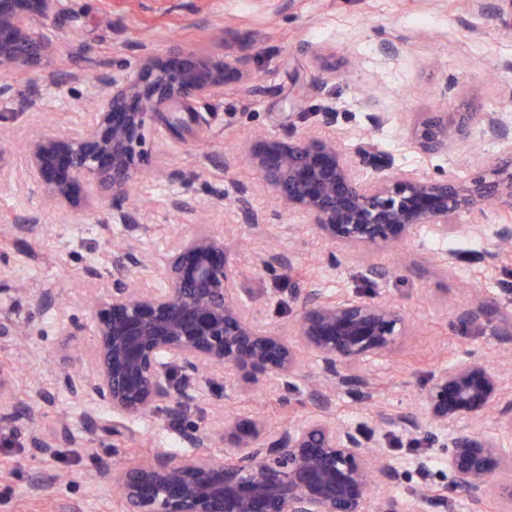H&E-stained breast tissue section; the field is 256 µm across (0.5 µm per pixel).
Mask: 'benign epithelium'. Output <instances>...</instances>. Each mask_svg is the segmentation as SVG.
Segmentation results:
<instances>
[{
	"label": "benign epithelium",
	"instance_id": "obj_1",
	"mask_svg": "<svg viewBox=\"0 0 512 512\" xmlns=\"http://www.w3.org/2000/svg\"><path fill=\"white\" fill-rule=\"evenodd\" d=\"M64 13L63 0H0L1 102L16 99V72L38 69L57 52L42 25ZM252 79L247 54L216 57L178 45L162 52L144 46L133 73L102 84L79 131L47 127L28 143L19 177L67 222L80 223L95 200L118 206L139 177L147 126L159 123L179 133L181 113L195 116L193 101ZM474 122L500 145V160L477 173L442 179L393 172L392 159L364 138L343 149L327 136L265 137L249 146L248 160L284 210L306 215L321 239L360 256L396 246L423 227L442 237L456 232L463 225L454 218L487 204L512 212V129L497 113L429 117L417 128L415 144L446 152ZM369 169L377 177L366 184L359 171ZM102 260L115 271L146 267L123 244ZM159 275L163 288H133L117 278L110 291L95 296L92 374L77 385L62 367L65 385L80 387L112 410L116 440L128 438L127 420L159 409L182 416L197 406L208 396L199 385L206 370L237 373L251 387L287 390L300 372L302 351L320 365L316 412L275 433L258 417L225 421L230 455L222 462L210 456L213 434L194 426L183 434L193 448L189 456L159 453L117 473L96 465L95 482L118 488L125 512H422L427 505H446L445 490L431 482L429 458L415 461L422 485L416 502H406L390 491L399 463L379 461L381 450L330 411L337 390H369L363 363L391 356L409 335L400 307L373 296L335 297L310 289L300 298L291 332L265 330L246 311L224 238L206 231L180 235ZM418 400L412 415L383 419L446 449L451 485L467 497L469 512H484L491 482L500 512H512V388L501 371L482 358L442 366ZM17 408L0 370V423ZM490 414L501 419L497 432L467 429Z\"/></svg>",
	"mask_w": 512,
	"mask_h": 512
}]
</instances>
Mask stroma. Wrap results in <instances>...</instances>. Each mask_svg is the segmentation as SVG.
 <instances>
[{"instance_id": "obj_1", "label": "stroma", "mask_w": 512, "mask_h": 512, "mask_svg": "<svg viewBox=\"0 0 512 512\" xmlns=\"http://www.w3.org/2000/svg\"><path fill=\"white\" fill-rule=\"evenodd\" d=\"M485 3L476 12L462 0H66L68 16L46 19L60 40L48 62L56 79L19 74L18 100L0 104V114L11 116L0 122V164L7 167L21 165L42 125L79 130L101 80L138 67V45L241 49L252 58L255 80L253 89L228 86L195 102L200 120L183 137L157 125L146 130L145 174L133 192L147 232H130L108 205L82 223L64 224L38 194L0 190V318L14 323L10 335H0V368L10 373L22 403L0 426V512H124L118 493L91 479L96 464L117 470L136 457L187 453L186 423L208 428L220 413L228 419L259 416L273 432L311 416L318 363L308 352L292 389L246 390L234 376L217 378L209 400L187 418L158 410L130 421L132 444L125 448L115 446L108 432L111 412L59 381L66 357L90 354L89 294L114 276L102 265L103 253L127 241L146 261L161 263L181 222L170 206L175 197L198 210V230L223 235L231 263L243 273L244 298L264 326L294 323L300 309L291 295L295 288L373 293L405 311L411 336L391 357L361 367L371 399L344 390L333 411L339 423L361 431L399 462L394 495L414 499L420 485L414 462L426 456L432 482L448 489L447 505L434 512H468L465 498L448 486L441 448L380 416L413 411L439 367L474 354L504 370L512 385V335L503 333L512 324V266L491 258L499 226L512 219L485 205L458 218L466 227L475 225V232L438 238L424 231L372 260L342 255L331 265L330 247L313 225L264 192L246 150L259 136L320 131V111L330 106L337 112L340 146L371 137L398 168L439 179L467 162L495 164L498 146L477 125L445 153L421 152L413 139L431 112H495L512 127V0ZM389 38L401 41L399 54L380 52ZM74 43L80 54H72ZM78 72L83 80H75ZM33 84L42 100L29 107L21 97ZM299 87L304 96L290 106ZM373 113L384 118L376 129L368 121ZM242 195L249 210L236 204ZM254 212L261 224H251ZM271 253L289 269L266 268ZM371 263L380 276L368 273ZM44 289L55 295V307L30 303V294ZM478 299L487 301L486 315L462 321L461 312ZM35 435L54 440L51 454L32 448ZM35 479L43 480L44 489L34 496L28 486Z\"/></svg>"}]
</instances>
